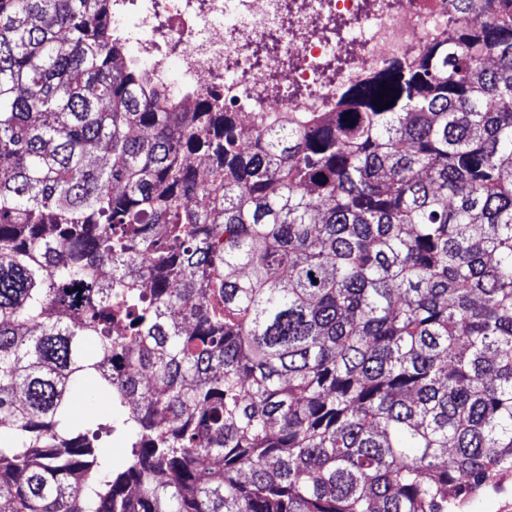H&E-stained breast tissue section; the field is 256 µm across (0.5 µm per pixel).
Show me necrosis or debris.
Here are the masks:
<instances>
[{"label":"necrosis or debris","instance_id":"1","mask_svg":"<svg viewBox=\"0 0 512 512\" xmlns=\"http://www.w3.org/2000/svg\"><path fill=\"white\" fill-rule=\"evenodd\" d=\"M452 14V0H112V36L133 45L149 83L191 98L223 94L253 129L271 116L328 111L337 82L410 58ZM274 32L284 52L268 66L287 70L284 85L252 66L254 47ZM344 53L351 66L328 72Z\"/></svg>","mask_w":512,"mask_h":512}]
</instances>
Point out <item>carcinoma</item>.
<instances>
[{
  "mask_svg": "<svg viewBox=\"0 0 512 512\" xmlns=\"http://www.w3.org/2000/svg\"><path fill=\"white\" fill-rule=\"evenodd\" d=\"M454 2L245 143L112 0H0V512H463L512 470V0Z\"/></svg>",
  "mask_w": 512,
  "mask_h": 512,
  "instance_id": "carcinoma-1",
  "label": "carcinoma"
}]
</instances>
